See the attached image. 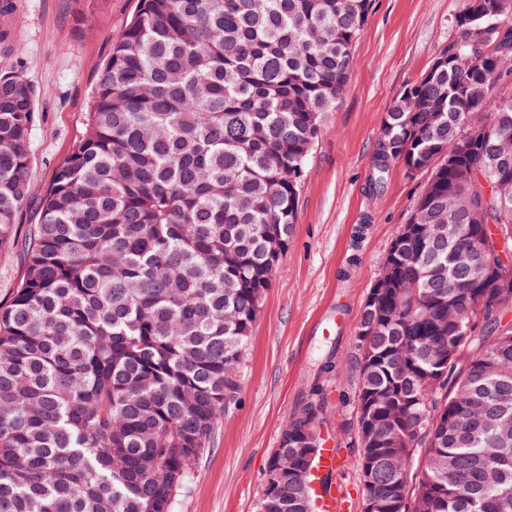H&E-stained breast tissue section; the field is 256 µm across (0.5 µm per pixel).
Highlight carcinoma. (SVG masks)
<instances>
[{"label":"carcinoma","mask_w":512,"mask_h":512,"mask_svg":"<svg viewBox=\"0 0 512 512\" xmlns=\"http://www.w3.org/2000/svg\"><path fill=\"white\" fill-rule=\"evenodd\" d=\"M371 0H138L84 133L31 193L39 93L0 70V512H172L240 392V364L343 94ZM460 39L387 112L369 182L431 171L384 266L399 292L356 335L359 469L412 466L413 512H512V288L474 292L462 252L512 230V0H466ZM447 225L436 242L426 232ZM466 335L448 362V340ZM329 354L274 453L322 447ZM412 449L405 456L402 449ZM259 512H312L293 477ZM23 255L16 242L0 255V304H9L22 274Z\"/></svg>","instance_id":"cac0c4a2"}]
</instances>
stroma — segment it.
Wrapping results in <instances>:
<instances>
[{
  "label": "stroma",
  "instance_id": "35a3bbf8",
  "mask_svg": "<svg viewBox=\"0 0 512 512\" xmlns=\"http://www.w3.org/2000/svg\"><path fill=\"white\" fill-rule=\"evenodd\" d=\"M0 13V69L37 88L30 139L32 200L20 225L37 221L36 199L84 132L91 90L137 0H10ZM465 0H372L351 55L350 79L327 112L308 157L293 233L267 290L244 354L241 390L224 424L193 467L173 512H257L268 459L314 373L315 357L335 346L326 377L322 431L334 441L332 476L348 510L361 512L352 338L389 246L406 224L430 174L392 164L379 194L368 187L390 106L458 36Z\"/></svg>",
  "mask_w": 512,
  "mask_h": 512
}]
</instances>
